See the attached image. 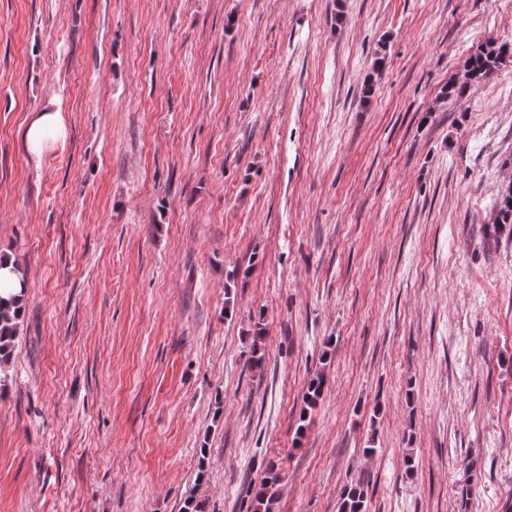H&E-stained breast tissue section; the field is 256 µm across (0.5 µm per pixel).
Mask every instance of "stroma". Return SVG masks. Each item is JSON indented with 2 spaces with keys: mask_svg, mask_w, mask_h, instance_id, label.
Masks as SVG:
<instances>
[{
  "mask_svg": "<svg viewBox=\"0 0 512 512\" xmlns=\"http://www.w3.org/2000/svg\"><path fill=\"white\" fill-rule=\"evenodd\" d=\"M490 42L500 0H0V512H240L271 470V512H512V63L442 96ZM64 131L63 118L54 105L47 107L29 123L25 139L29 151L34 156H40L53 138H59ZM15 266L24 271V267L18 261L6 256L0 258V296L9 292L17 293L20 288L21 292L27 290V288H23L21 282L24 274L22 271L16 270ZM0 297V372L5 371L11 357V351L19 334L20 315L11 312L10 305H4ZM326 375L324 373H318L313 379H311L307 393L304 396L305 407L302 409L299 420L301 424L297 428V432H303L307 429V415L308 411L317 405V402L321 396V393L326 385ZM367 509V492L364 487L356 485L345 491L340 512H365Z\"/></svg>",
  "mask_w": 512,
  "mask_h": 512,
  "instance_id": "35a3bbf8",
  "label": "stroma"
}]
</instances>
